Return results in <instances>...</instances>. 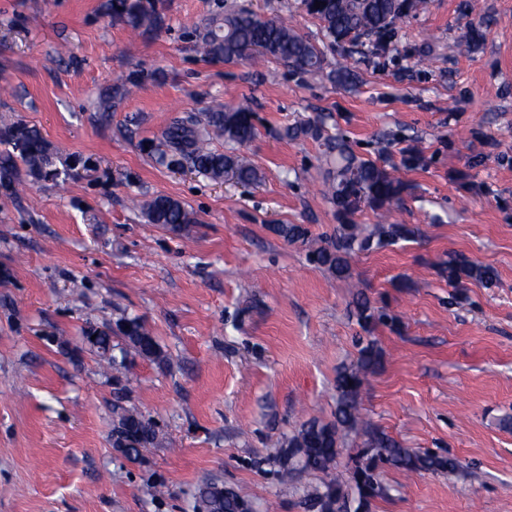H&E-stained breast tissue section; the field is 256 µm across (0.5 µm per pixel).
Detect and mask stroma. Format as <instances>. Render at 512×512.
Returning a JSON list of instances; mask_svg holds the SVG:
<instances>
[{"mask_svg": "<svg viewBox=\"0 0 512 512\" xmlns=\"http://www.w3.org/2000/svg\"><path fill=\"white\" fill-rule=\"evenodd\" d=\"M217 1L155 0L161 24L136 33L108 0H0V124L38 127L57 167L75 171L0 186V512H195L208 480L256 512H307L320 477L280 483L266 451L332 419L336 374L361 339L382 353L361 395L370 427L461 464L383 469L389 495L369 512H512V0H425L380 55L329 47L300 0H221L315 42L316 78L204 58L195 28ZM475 26L482 38L459 52ZM131 82L136 93L104 109ZM243 99L255 137L211 147L256 165L260 183L160 160L173 119ZM313 121L407 186L388 215H354L417 233L353 255V291L271 230L336 231L322 143L282 134ZM411 145L424 160L407 167ZM157 195L195 223L176 233L131 204ZM451 257L493 267L496 284L452 287L437 272ZM359 297L390 323L363 331ZM123 317L145 324L165 361L119 354L103 367L84 332ZM119 394L157 425L137 461L112 446Z\"/></svg>", "mask_w": 512, "mask_h": 512, "instance_id": "35a3bbf8", "label": "stroma"}]
</instances>
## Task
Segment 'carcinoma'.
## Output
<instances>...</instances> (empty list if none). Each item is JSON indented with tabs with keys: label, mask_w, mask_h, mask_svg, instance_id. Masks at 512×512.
<instances>
[{
	"label": "carcinoma",
	"mask_w": 512,
	"mask_h": 512,
	"mask_svg": "<svg viewBox=\"0 0 512 512\" xmlns=\"http://www.w3.org/2000/svg\"><path fill=\"white\" fill-rule=\"evenodd\" d=\"M322 6L315 7V2ZM306 11L320 22L325 35L337 45H357L361 40L372 42L375 52H383L391 43L397 25L417 12L422 0H304ZM112 15L121 19L132 30L150 29L157 24L158 12L154 3L144 0H112ZM196 37L202 55L210 60L233 63L258 53L284 65L311 75L319 74L324 57L317 46L300 35L280 17H268L246 8L233 9L207 20ZM203 133L193 125L174 121L164 131L162 152L167 165L182 168L189 164L214 181L228 177L243 186L260 181L258 169L233 154L217 153L207 145L206 136L213 134L227 143L243 144L252 140L255 127L252 112L246 102L238 105L215 104L203 113ZM0 144L6 149L0 153V184L9 187L19 178L20 171L32 180L56 181L61 173L55 166V150L34 127L6 124L0 127ZM324 177L329 198L336 206L340 224L336 235L324 244L308 250V261L341 282L352 278V255L387 246L398 239L407 238L414 230L404 224H376L366 230L352 222V216L368 206L379 210L398 201L405 190L404 182L395 175L398 168L389 171L372 160L357 158L346 141L336 139L328 147L324 159ZM143 211L152 224H162L174 231L185 224L195 223L193 213L168 196H156L143 205ZM273 231L288 242H306L309 230L301 224H276ZM438 273L448 282L459 285L464 280H475L486 286L497 280L495 269L488 265L448 259L438 267ZM386 314L363 302L358 307V321L367 332L384 322ZM121 331L122 343L115 344L112 331L92 328L89 336H96L101 348H119L124 354L161 360L163 351L154 336L137 319L126 320ZM380 363V354L373 341L360 347L354 365L341 369L336 375V410L329 422L311 418L303 422L285 445L269 451L267 459L279 466L283 480L297 473L323 474L329 480L305 495V504L322 510L323 498L329 494L336 502L335 512H359L369 500L387 495L379 480L378 470L385 466L408 473H454L459 461L448 455L420 453L404 448L383 434L369 430L361 407V392L369 372ZM116 424L125 429L130 443L126 456L138 458L156 438L154 424L137 412L125 407L122 401L112 404ZM364 432L369 435L366 447L351 458L349 476L341 482L333 474L341 447L350 434ZM205 512H250L247 498L238 492L220 490L213 484L205 485L198 496Z\"/></svg>",
	"instance_id": "obj_1"
}]
</instances>
